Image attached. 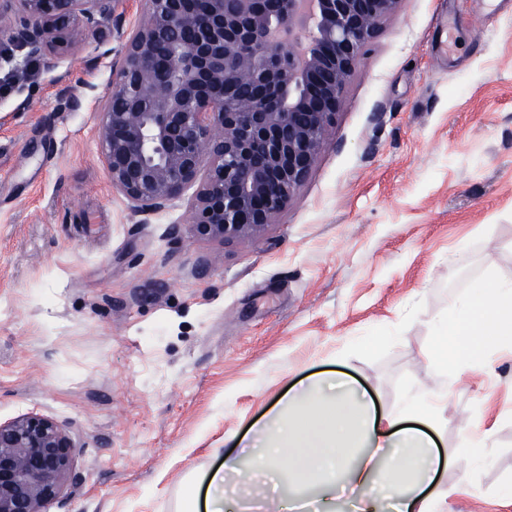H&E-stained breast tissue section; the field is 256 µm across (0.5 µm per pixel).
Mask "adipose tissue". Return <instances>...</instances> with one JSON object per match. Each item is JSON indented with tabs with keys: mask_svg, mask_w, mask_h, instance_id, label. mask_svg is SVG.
<instances>
[{
	"mask_svg": "<svg viewBox=\"0 0 512 512\" xmlns=\"http://www.w3.org/2000/svg\"><path fill=\"white\" fill-rule=\"evenodd\" d=\"M484 299L463 295L434 336L432 352L441 371L455 374L480 366V344L512 335V279L488 276ZM412 398L402 414L378 417L349 380L319 375L289 392L297 416L275 415L245 449L226 454L222 469L210 473L215 490L208 512H224L232 500L226 482L250 479L253 469L271 474L289 512L311 506L336 512V488L355 495V512H444L430 490L438 471L450 466L474 472L486 463L493 432L463 435L456 446L440 450L435 440L443 418L441 403Z\"/></svg>",
	"mask_w": 512,
	"mask_h": 512,
	"instance_id": "obj_1",
	"label": "adipose tissue"
}]
</instances>
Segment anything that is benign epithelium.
Listing matches in <instances>:
<instances>
[{
	"label": "benign epithelium",
	"instance_id": "obj_1",
	"mask_svg": "<svg viewBox=\"0 0 512 512\" xmlns=\"http://www.w3.org/2000/svg\"><path fill=\"white\" fill-rule=\"evenodd\" d=\"M0 0V65L57 68L106 25L90 67L112 88L98 139L112 188L135 215L188 202L195 235L226 242L276 223L331 144L345 87L400 0ZM173 33L165 62L158 39ZM56 420L0 421V512H48L80 486Z\"/></svg>",
	"mask_w": 512,
	"mask_h": 512
}]
</instances>
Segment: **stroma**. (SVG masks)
Wrapping results in <instances>:
<instances>
[{"label":"stroma","mask_w":512,"mask_h":512,"mask_svg":"<svg viewBox=\"0 0 512 512\" xmlns=\"http://www.w3.org/2000/svg\"><path fill=\"white\" fill-rule=\"evenodd\" d=\"M96 38L46 71L0 68V421L77 446L50 512H186L196 478L316 373L379 411L448 388L441 443L494 429L447 512H512V354L446 381L433 331L464 288L512 278V0H401L355 68L331 145L275 224L196 236L186 200L131 214L97 136ZM80 99L56 108L60 86ZM466 246V265L449 263Z\"/></svg>","instance_id":"stroma-1"}]
</instances>
